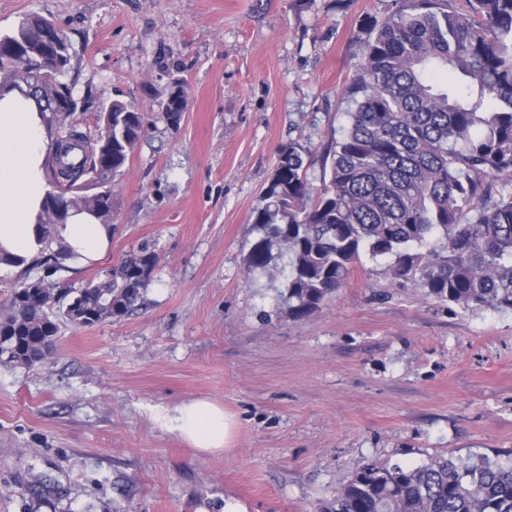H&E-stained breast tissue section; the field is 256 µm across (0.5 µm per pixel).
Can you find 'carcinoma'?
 Returning <instances> with one entry per match:
<instances>
[{
	"label": "carcinoma",
	"mask_w": 512,
	"mask_h": 512,
	"mask_svg": "<svg viewBox=\"0 0 512 512\" xmlns=\"http://www.w3.org/2000/svg\"><path fill=\"white\" fill-rule=\"evenodd\" d=\"M401 0L389 17L360 22L361 60L342 91L346 123L322 158L321 185L308 178L309 151L281 153L245 262L302 320L342 287L361 255L384 262L393 282H411L464 309H512V0ZM77 58L61 26L38 14L0 35V95H31L55 134L45 176L51 198L117 228L112 184L127 172L146 115L114 98L89 137L76 116L84 101L64 77ZM187 103L176 78L164 102L175 122ZM48 208L40 217V268L0 308V363L43 364L60 323L103 324L132 311L158 263L130 250L104 277L79 289L43 288L69 254ZM278 252H273V249ZM318 512H512V453L421 463L366 459L319 503Z\"/></svg>",
	"instance_id": "cac0c4a2"
}]
</instances>
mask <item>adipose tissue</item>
Here are the masks:
<instances>
[{
    "mask_svg": "<svg viewBox=\"0 0 512 512\" xmlns=\"http://www.w3.org/2000/svg\"><path fill=\"white\" fill-rule=\"evenodd\" d=\"M48 139L35 100L13 90L0 95V254L35 257L40 249L37 223L46 193L42 165ZM61 235L77 262L99 259L112 230L86 212L72 213ZM163 420L198 452L215 454L230 445L233 423L223 408L206 398L176 403Z\"/></svg>",
    "mask_w": 512,
    "mask_h": 512,
    "instance_id": "1",
    "label": "adipose tissue"
}]
</instances>
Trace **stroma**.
<instances>
[{"label": "stroma", "instance_id": "35a3bbf8", "mask_svg": "<svg viewBox=\"0 0 512 512\" xmlns=\"http://www.w3.org/2000/svg\"><path fill=\"white\" fill-rule=\"evenodd\" d=\"M395 0H0L67 29L77 96L134 102L148 132L115 193L108 252L158 255L141 306L62 325L49 360L0 364V512H315L365 459L512 451V310H465L362 258L301 321L244 259L281 150L320 157L345 123L360 20ZM188 106L171 126L172 79ZM206 398L235 427L220 454L157 415Z\"/></svg>", "mask_w": 512, "mask_h": 512}]
</instances>
